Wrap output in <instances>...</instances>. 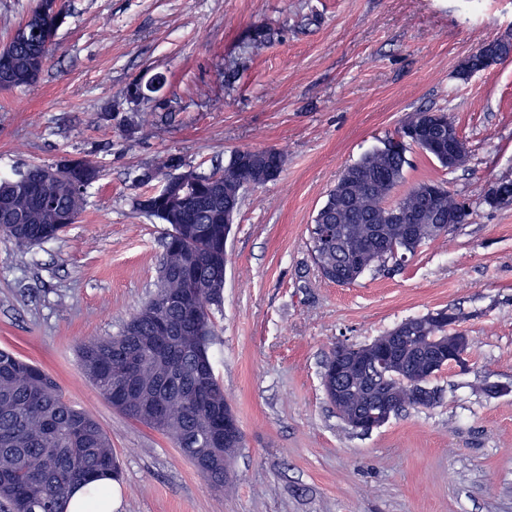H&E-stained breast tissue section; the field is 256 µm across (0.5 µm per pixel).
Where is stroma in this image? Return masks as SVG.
I'll return each mask as SVG.
<instances>
[{
	"label": "stroma",
	"mask_w": 512,
	"mask_h": 512,
	"mask_svg": "<svg viewBox=\"0 0 512 512\" xmlns=\"http://www.w3.org/2000/svg\"><path fill=\"white\" fill-rule=\"evenodd\" d=\"M39 81L0 89V176L92 160L100 178L59 238L0 239V348L35 362L91 411L121 464L116 512H512V60L469 79L461 63L512 37V0H61ZM264 36L256 51L252 43ZM164 86L133 103L131 83ZM443 111L469 146L452 171L406 153L404 188L445 181L471 214L397 271L324 279L308 226L346 167L414 113ZM280 150L279 178L246 188L228 239L212 344L245 441L213 490L165 435L113 409L77 348L117 335L154 291L164 224L136 206L169 155L211 173L244 148ZM447 309L466 363L367 434L337 416L321 372L337 343L365 344Z\"/></svg>",
	"instance_id": "obj_1"
}]
</instances>
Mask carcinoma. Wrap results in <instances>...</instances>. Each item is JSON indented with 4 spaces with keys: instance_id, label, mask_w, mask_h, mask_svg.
Masks as SVG:
<instances>
[{
    "instance_id": "carcinoma-1",
    "label": "carcinoma",
    "mask_w": 512,
    "mask_h": 512,
    "mask_svg": "<svg viewBox=\"0 0 512 512\" xmlns=\"http://www.w3.org/2000/svg\"><path fill=\"white\" fill-rule=\"evenodd\" d=\"M33 14L36 20L27 24V35L18 30L12 34L8 59L0 67V79L17 88L39 81L50 56L43 45L54 40L60 27L55 15L42 14L38 7ZM265 162L261 149L249 163L235 151L224 169L199 175L201 201L185 212L174 195L159 196L154 216L170 229L162 242L156 291L118 335L89 339L79 347L81 369L98 392L127 417L166 435L191 461L203 453L224 457V444L214 438L215 423L224 419V384L210 355L211 306L221 301L224 291L225 224L218 213L226 199L240 205L244 184ZM406 165L401 154L376 147L343 171L339 183L346 185L351 207L333 214L322 211L309 228L311 254L326 280L339 286L356 282L350 252L316 238L324 219L338 224L346 238L360 246L377 240L378 248L358 268L361 275L386 266L397 249L413 255L423 244L448 235L439 227L441 212L421 193L438 188L442 205L456 206L457 197L443 182L423 181L401 196L418 214L413 225L389 219L387 199L402 183ZM43 170L42 165L30 166L23 182L0 178V203L20 220L0 224V236L21 248L53 240L74 223L91 177L99 174L92 161L82 160L79 171L50 186L53 204L39 206L25 191V183L40 179ZM169 297L206 319L204 335L187 336L180 330L181 313L166 305ZM458 321L453 313L446 321L428 313L401 322L406 339L391 368L409 375L420 365L428 337L445 335L446 326ZM159 322L174 328L175 338L155 336ZM383 384L385 376L379 371L352 377L345 406L372 404L373 389ZM119 474L118 457L95 415L70 404L40 367L0 349V512H64L75 488L102 477L116 480Z\"/></svg>"
}]
</instances>
